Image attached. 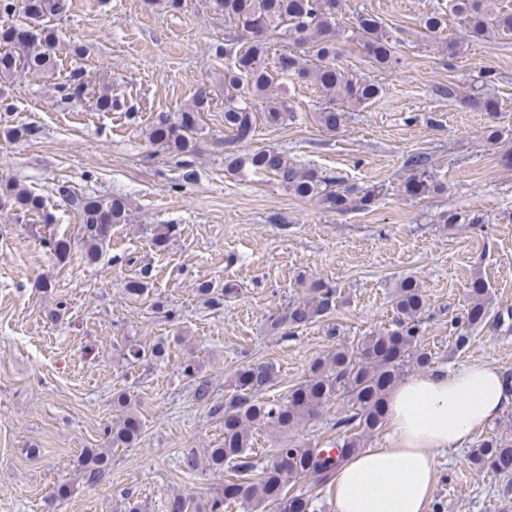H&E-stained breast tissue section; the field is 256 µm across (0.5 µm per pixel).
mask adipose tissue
<instances>
[{
	"label": "adipose tissue",
	"instance_id": "ef3b65f1",
	"mask_svg": "<svg viewBox=\"0 0 512 512\" xmlns=\"http://www.w3.org/2000/svg\"><path fill=\"white\" fill-rule=\"evenodd\" d=\"M510 405L512 385L486 364L402 382L389 399L388 446L364 449L337 469L335 512H427L436 451L464 445Z\"/></svg>",
	"mask_w": 512,
	"mask_h": 512
}]
</instances>
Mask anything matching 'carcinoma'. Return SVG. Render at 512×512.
<instances>
[{
    "instance_id": "1",
    "label": "carcinoma",
    "mask_w": 512,
    "mask_h": 512,
    "mask_svg": "<svg viewBox=\"0 0 512 512\" xmlns=\"http://www.w3.org/2000/svg\"><path fill=\"white\" fill-rule=\"evenodd\" d=\"M224 13V25L242 34L245 42L237 50H216L228 60L224 64V165L229 171L251 170L271 177L279 188L303 200H315L325 209L348 210L352 203L368 209L376 200V190L348 184L333 173L317 167L303 166L284 151L258 149L243 151L257 136L258 125L275 128L289 117L285 103L273 97L275 77L294 76L311 83L327 97L319 113V121L327 131H336L344 117V106L369 103L380 95L374 82L352 75L337 66L341 40L346 30L340 26L338 14L342 0H216ZM449 8L466 20V37L474 40L490 32L512 36V11L496 10L494 0H448ZM68 0H43L39 13L27 8V0H0V14L11 16L21 11L32 19L20 27L0 30V82L9 81L19 70L48 74L55 66L59 39L56 30L46 24L36 25L44 17L64 16ZM425 32L440 36L447 28L446 13L434 12L422 20ZM353 32L360 40L371 66L391 69L400 63L398 38L378 18L363 14L356 18ZM284 37L289 45L266 63L271 43ZM64 98H82L88 90L80 71H72L59 85ZM438 93L469 107L494 114L499 102L491 98H471L460 94L456 86H441ZM208 93L199 91L192 105L173 114L161 115L148 133V140L166 150L184 156L197 151L201 133V113L209 108ZM408 176L404 191L409 196H425L438 192L443 185L433 180L429 157L411 155L405 162ZM57 193L80 216L82 222L83 257L95 261L112 236V227L126 224L129 208L124 197L108 200L81 195L66 185ZM0 208H8L24 216L36 214L44 223L53 222L45 198L20 183L0 187ZM442 224L452 229L467 224L478 229L480 216H464L457 212L442 216ZM304 295L287 304L270 320V329H298L333 314L337 307L336 287L320 278L302 281ZM489 289L480 278L468 288V308L458 318L466 330L457 333L454 347L467 349L469 330L482 324L486 316ZM394 318L384 327L364 336L357 346L339 344L335 349L315 358L306 379L288 390L283 401L259 399L275 385L277 370L269 362H254L234 372L228 387L231 394L224 403H214L211 382L198 375L196 367L187 363L183 374L191 378L192 393L198 404L210 407L224 416V439L216 448L208 449L207 467L216 472L235 470L238 478L224 483L222 493L207 503H198L190 495L174 493L165 500V512H317L315 496L309 491H292L300 481L311 479L314 485H330L336 468L344 460L366 448L369 438L379 433L387 420L386 405L392 390L414 371L435 369L436 357L423 348L421 314L426 299L423 284L413 275L399 277L391 291ZM121 411L112 426L104 430L114 448L135 445L142 434L137 411L123 393L112 397ZM342 403L343 410L334 427L341 428L336 448H321L318 443L288 438L303 423L318 417L327 406ZM267 432L276 440L274 459L252 478L255 469L254 431ZM468 461L476 469L499 471L512 467V438L483 440L471 449ZM86 482L98 484L108 473L110 458L106 451L90 449L80 460Z\"/></svg>"
}]
</instances>
